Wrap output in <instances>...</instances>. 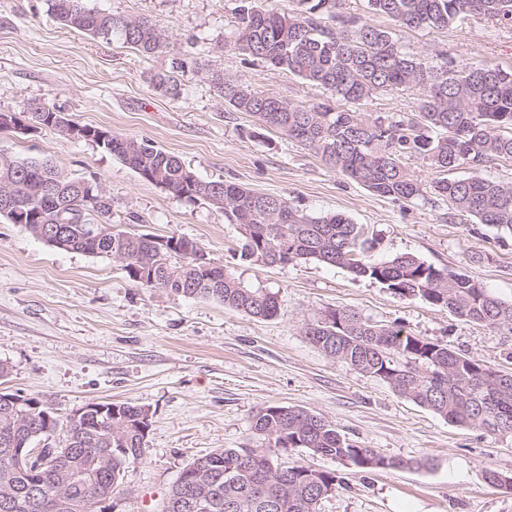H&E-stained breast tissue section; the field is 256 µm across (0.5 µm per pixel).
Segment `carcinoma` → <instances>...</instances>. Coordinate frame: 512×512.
I'll return each instance as SVG.
<instances>
[{
  "label": "carcinoma",
  "mask_w": 512,
  "mask_h": 512,
  "mask_svg": "<svg viewBox=\"0 0 512 512\" xmlns=\"http://www.w3.org/2000/svg\"><path fill=\"white\" fill-rule=\"evenodd\" d=\"M60 25L110 40L120 36L144 55L165 53L169 35L146 18L95 10L86 0H48ZM231 36L243 56L284 68L337 99L359 104L380 92L417 91V110L397 119H368L351 108L321 103L292 106L208 71L217 95L237 112H247L267 128L299 141L323 162L368 190L397 201L431 198L448 209L512 232V182L487 175L500 160H512V68H473L454 60L430 62L403 45L394 32L371 26L351 29L353 21L335 12L336 0H296L281 13L262 0H236ZM374 15L402 28L443 30L471 18L512 27V0H365ZM335 22L330 26L327 21ZM186 61L171 59L170 70L150 78L153 88L177 96L173 73ZM102 149L132 170L156 173L178 197L199 202L218 197L221 209L241 235L240 259L278 263L317 261L373 280L406 299L443 306L456 316L512 332V303L492 294L474 276L437 268L411 253L385 260L374 257V240L342 213L313 215L284 199L224 180H190L180 158L144 141L113 135ZM414 156L435 172L425 186L404 163ZM13 174L24 183L22 204L27 229L44 239L42 227L67 231L69 250L112 257L129 278L145 288H167L188 297L212 299L257 318L278 313L277 297L246 288L207 259L197 243L135 234L112 226L110 239L91 237L95 207L67 206L75 193L61 187L51 194L45 183L76 179L46 158H13L0 151V180ZM162 255H157V249ZM305 336L325 355L385 382L398 395L426 407L448 422L512 437V371L473 360L446 344L381 325L351 309H329L304 324ZM109 411L78 425L42 404L54 424H63L38 470L18 467L13 442L35 446L46 438L14 408L0 403V512H103L99 498L119 492L125 470L144 460L152 425L150 409L131 402H96ZM111 426L130 453L112 459L103 428ZM261 440L257 448H218L189 462L164 495L158 512H319L336 474L305 465L282 467L276 451L303 448L347 468L376 470L423 465L420 460L387 458L342 436L321 415L304 408L269 405L251 420ZM206 489L197 503L190 491Z\"/></svg>",
  "instance_id": "1"
}]
</instances>
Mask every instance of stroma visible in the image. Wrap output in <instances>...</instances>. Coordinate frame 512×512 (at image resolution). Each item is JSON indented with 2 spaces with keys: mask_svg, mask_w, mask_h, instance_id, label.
<instances>
[{
  "mask_svg": "<svg viewBox=\"0 0 512 512\" xmlns=\"http://www.w3.org/2000/svg\"><path fill=\"white\" fill-rule=\"evenodd\" d=\"M89 7L147 18L170 36L172 54L146 56L120 37L103 40L59 25L47 0H0V110L46 103L72 122L111 129L177 155L197 176L223 179L292 201L311 214L340 212L377 242L376 254L417 255L469 273L512 302V232L449 217L441 202L395 201L329 168L296 140L225 105L207 72L291 105L330 99L282 68L243 59L232 47L235 0H87ZM402 42L433 64L456 59L512 67V28L480 18L446 30H404ZM186 59L178 97L156 92L151 74L171 55ZM8 155L53 160L65 174L97 179L123 228L196 241L242 286L272 292L278 314L259 319L211 299L132 281L121 263L57 249L22 224L0 219V389L36 394L69 412L87 401L150 407L141 463L130 465L113 512H157L184 465L217 448H253V414L302 407L332 422L355 445L423 467L347 469L301 448L281 464L331 472L341 483L320 512H512V495L485 479L512 474V438L454 426L398 396L383 381L325 355L306 320L352 308L364 318L451 345L512 370V332L472 323L382 285L317 262L240 260L237 225L222 210L189 203L142 179L96 144L53 128L0 132Z\"/></svg>",
  "mask_w": 512,
  "mask_h": 512,
  "instance_id": "stroma-1",
  "label": "stroma"
}]
</instances>
